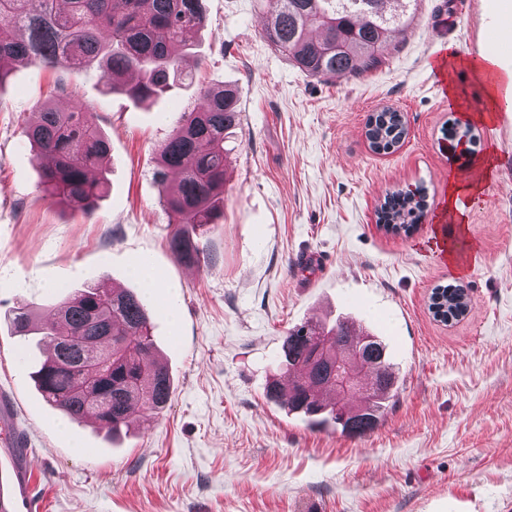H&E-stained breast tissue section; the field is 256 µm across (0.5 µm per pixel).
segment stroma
<instances>
[{"mask_svg":"<svg viewBox=\"0 0 512 512\" xmlns=\"http://www.w3.org/2000/svg\"><path fill=\"white\" fill-rule=\"evenodd\" d=\"M274 0H204L178 83L149 105L108 92L96 68L52 94L51 71L17 63L0 83V483L23 481L30 512H512V84L487 120L470 63L493 53L490 30L512 0H419L384 61L359 77L318 79L264 37ZM444 60L445 73L434 61ZM234 89L240 121L224 143V213L179 264L155 180L158 149L204 87ZM83 105L110 143L108 188L91 213L44 192L27 130L35 110ZM402 112L407 134L370 150L369 116ZM470 127L459 145L451 124ZM494 151V167L479 166ZM463 227L448 214L453 181ZM427 206L415 228L380 229L387 193ZM149 255L146 286L131 263ZM104 282L143 295L174 379L169 407L126 434L65 419L30 364L45 337L12 335L7 317L34 306L52 320L61 292ZM179 287L176 317L165 285ZM460 285L468 314L430 310L434 288ZM345 319L383 342L396 396L377 427L352 438L266 397L288 330Z\"/></svg>","mask_w":512,"mask_h":512,"instance_id":"1","label":"stroma"}]
</instances>
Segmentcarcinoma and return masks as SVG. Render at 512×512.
Segmentation results:
<instances>
[{
    "mask_svg": "<svg viewBox=\"0 0 512 512\" xmlns=\"http://www.w3.org/2000/svg\"><path fill=\"white\" fill-rule=\"evenodd\" d=\"M411 0H276L265 38L293 65L316 78L356 76L382 64L380 51L391 33L409 24ZM202 0H0V82L17 61L60 74L54 87L68 93L61 75L95 66L108 89L140 103L163 95L182 76L188 34L205 26ZM236 95L224 88L200 92L195 108L161 144L155 172L162 203L173 226L167 244L187 266L211 263L199 239L224 209V139L239 124ZM406 135L402 113H373L365 138L375 153H386ZM28 139L42 168L44 184L68 205L89 211L105 191L96 173L110 145L94 113L39 107ZM426 207L424 196L391 194L378 212L379 223L402 226ZM433 305L452 317L469 306L465 288L448 285ZM13 335L26 337L35 326L29 307L8 317ZM53 353L30 377L51 406L74 421L92 420L114 433L132 415L157 416L168 407L173 384L156 358L143 299L102 283L63 296L55 318L41 327ZM329 336V348L356 339L346 321L330 328L305 322L288 330L279 365L288 386L273 381L266 397L313 425L334 424L350 437L373 430L393 397L394 378L386 349L370 337L364 362L375 365L376 381L365 383L356 411L336 414V364L312 360L314 337Z\"/></svg>",
    "mask_w": 512,
    "mask_h": 512,
    "instance_id": "obj_1",
    "label": "carcinoma"
}]
</instances>
